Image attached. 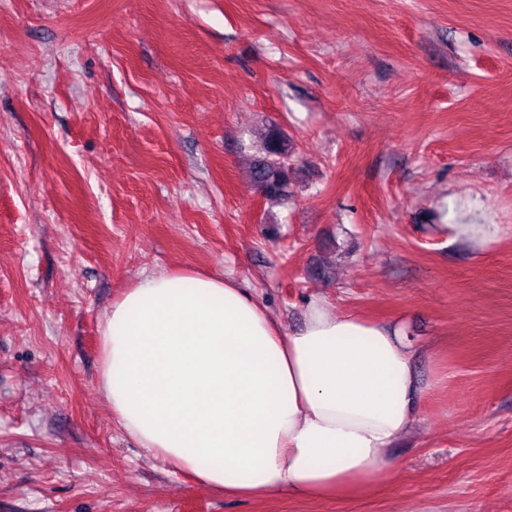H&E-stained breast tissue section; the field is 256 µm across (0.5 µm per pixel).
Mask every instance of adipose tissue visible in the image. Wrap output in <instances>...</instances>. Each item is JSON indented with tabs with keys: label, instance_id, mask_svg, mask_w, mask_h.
<instances>
[{
	"label": "adipose tissue",
	"instance_id": "adipose-tissue-1",
	"mask_svg": "<svg viewBox=\"0 0 512 512\" xmlns=\"http://www.w3.org/2000/svg\"><path fill=\"white\" fill-rule=\"evenodd\" d=\"M99 343L98 386L124 431L231 496L366 494L415 421V353L388 325L316 299L288 335L228 275L142 274Z\"/></svg>",
	"mask_w": 512,
	"mask_h": 512
}]
</instances>
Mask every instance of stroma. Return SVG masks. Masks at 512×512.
Returning a JSON list of instances; mask_svg holds the SVG:
<instances>
[{"mask_svg":"<svg viewBox=\"0 0 512 512\" xmlns=\"http://www.w3.org/2000/svg\"><path fill=\"white\" fill-rule=\"evenodd\" d=\"M182 267L415 351L372 495L224 496L113 420L104 315ZM0 512H512V0H0ZM263 156L253 166L252 179L255 188L269 200L288 196L292 151L288 138L279 130L271 129L263 144Z\"/></svg>","mask_w":512,"mask_h":512,"instance_id":"1","label":"stroma"}]
</instances>
